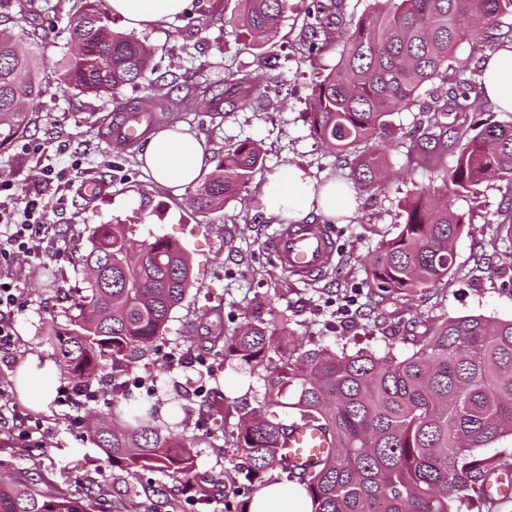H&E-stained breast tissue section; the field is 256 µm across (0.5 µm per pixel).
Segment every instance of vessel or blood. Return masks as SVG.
Segmentation results:
<instances>
[{
  "mask_svg": "<svg viewBox=\"0 0 512 512\" xmlns=\"http://www.w3.org/2000/svg\"><path fill=\"white\" fill-rule=\"evenodd\" d=\"M106 126L110 138L130 146L147 132L143 113L120 111L110 115ZM275 264L285 273L301 281L324 274L332 264L335 241L323 224H284L269 241ZM327 448L324 435L305 426H294L288 432V465L303 473L314 468Z\"/></svg>",
  "mask_w": 512,
  "mask_h": 512,
  "instance_id": "vessel-or-blood-1",
  "label": "vessel or blood"
}]
</instances>
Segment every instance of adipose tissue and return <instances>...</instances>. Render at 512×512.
<instances>
[{"instance_id":"ef3b65f1","label":"adipose tissue","mask_w":512,"mask_h":512,"mask_svg":"<svg viewBox=\"0 0 512 512\" xmlns=\"http://www.w3.org/2000/svg\"><path fill=\"white\" fill-rule=\"evenodd\" d=\"M192 0H106L113 14L139 30L152 27L188 10ZM485 94L502 111L512 112V43L505 44L485 63ZM209 154L203 137L179 126L154 134L142 159L160 186L186 189L196 183ZM356 192L335 182L316 184L301 167L281 169L260 197L266 214L284 221L300 222L310 213L333 218L352 216ZM248 512H310L309 499L300 484L272 482L259 490L247 506Z\"/></svg>"}]
</instances>
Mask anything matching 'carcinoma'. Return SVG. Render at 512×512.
Here are the masks:
<instances>
[{
	"label": "carcinoma",
	"instance_id": "1",
	"mask_svg": "<svg viewBox=\"0 0 512 512\" xmlns=\"http://www.w3.org/2000/svg\"><path fill=\"white\" fill-rule=\"evenodd\" d=\"M240 2L252 42L277 33L287 0ZM509 14L512 0H382L347 22L343 0H315L305 36L308 58L332 43L342 49L312 86L307 120L338 165L349 168L354 189H381L387 148L401 140L393 115L410 110L421 90L437 82L451 87L421 109L422 134L408 152L455 150L447 173L455 194H476L492 178L512 184V124L478 111L483 69L452 66L457 46L477 32L479 52L512 42L511 34L494 32L495 21ZM113 23L103 0H82L70 15L69 39L79 51L55 74L62 92L116 98L145 79L150 49ZM46 78L36 53L19 52L13 36L0 33V148L26 128ZM163 80L162 74L155 78L158 93L147 108L155 119L168 111ZM260 86L259 74L240 70L225 78L220 92L203 87L201 94L210 95L214 111L225 105L232 112L259 99ZM261 164L255 143L232 145L193 193V210L207 214L223 206ZM400 207L398 232L369 258L372 295L396 301L439 290L465 224L446 192L420 189ZM88 240L79 263L101 269L104 280L68 287L72 313L63 323L48 322L49 345L75 383L89 387L111 377L112 393L123 396L117 378L136 374L193 286L190 258L167 237L135 240L127 224L94 225ZM287 333L288 324L255 316L223 337L224 359L263 371L259 407L236 411V448L250 483L264 485L261 474L269 469L289 481L297 477L311 512H452L455 503L492 512L500 505L487 483L512 464L479 450L512 436V320L445 318L407 337L413 350L403 359L317 347L275 362L270 353ZM294 424L317 426L334 441L309 474L286 463L283 440ZM89 437L105 463L132 476L159 469L181 484L193 478L194 444L137 409L113 413ZM0 512H89V505L43 492L34 478L20 482L0 473Z\"/></svg>",
	"mask_w": 512,
	"mask_h": 512
}]
</instances>
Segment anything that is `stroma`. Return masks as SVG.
Wrapping results in <instances>:
<instances>
[{"label": "stroma", "mask_w": 512, "mask_h": 512, "mask_svg": "<svg viewBox=\"0 0 512 512\" xmlns=\"http://www.w3.org/2000/svg\"><path fill=\"white\" fill-rule=\"evenodd\" d=\"M190 15L137 31L152 50L157 73L174 79L170 110L163 122L185 125L211 147L209 165L227 148L243 140L257 143L263 165L239 195L207 215L195 213L191 191L158 187L138 159L144 143L120 147L103 134L106 118L129 103L149 104L150 80L126 86L119 98L90 99L61 94L47 82L36 100L32 121L12 146L0 152V206H18L22 198L38 200L46 226L40 255L5 266L0 278L12 276L20 292L14 309L15 363H0V405L13 407L19 419L39 422L47 433L42 447L32 448L0 429V459L16 479L35 478L42 489L93 503L108 502L112 512H243L248 482L234 453L236 408L257 407L264 393L261 375L236 361L223 360L212 340L232 332L246 317L275 320L287 313L296 341L353 354L368 351L398 358L411 354L406 341L411 324L430 326L434 320L482 315L512 320V268L503 252L512 242L500 240L496 226L512 208V185L503 180L483 184L479 195L456 196L453 208L465 217L454 244L455 261L439 294L409 302L369 300L367 258L381 240L394 236L401 222L399 203L422 188L442 190V176L455 163L450 153L424 158L406 148H389L387 182L381 192L362 194L353 217L339 221L315 216L329 224L336 251L332 268L322 277L302 282L281 271L271 260L267 243L279 225L265 215L260 193L283 166L295 164L317 182L344 178L335 154L316 139L306 121L308 98L320 69L333 66L337 47L316 61L305 56L304 35L312 0H288L279 31L261 49L250 48L235 18L238 0H194ZM76 0H0V27L13 29L25 17L33 35L28 49L40 52L46 70L70 52L64 27ZM55 37L38 41V34ZM277 56L281 66L270 72L263 96L245 110L225 114L195 101L196 87H223L229 73L252 70L259 55ZM59 178L45 181L43 170ZM102 186L99 198H87V181ZM95 224H131L137 239H177L188 250L194 285L171 314L168 330L140 363L144 385L130 387L131 399L157 401L160 426L179 425L194 439V485L210 490L205 508L186 504L181 485L159 471L130 476L109 466L93 467L101 453L87 438L94 417L112 414L111 396L100 397L81 411L51 402L39 407L19 392L16 375L29 358L49 359L47 323L62 317L63 293L54 285L60 274L73 275L88 246ZM234 487L227 498L217 479Z\"/></svg>", "instance_id": "stroma-1"}]
</instances>
